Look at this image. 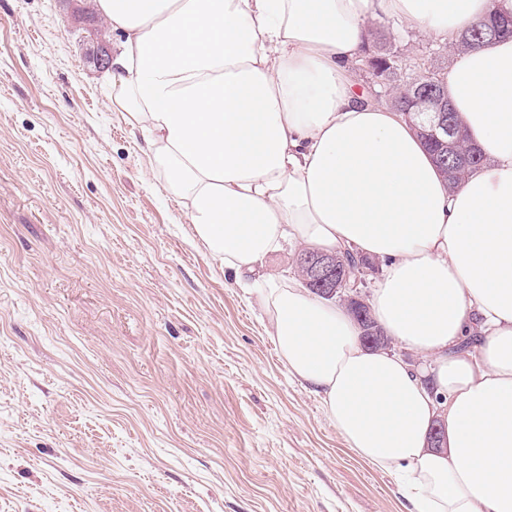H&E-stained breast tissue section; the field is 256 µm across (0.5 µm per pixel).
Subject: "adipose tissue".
Segmentation results:
<instances>
[{
    "label": "adipose tissue",
    "instance_id": "adipose-tissue-1",
    "mask_svg": "<svg viewBox=\"0 0 512 512\" xmlns=\"http://www.w3.org/2000/svg\"><path fill=\"white\" fill-rule=\"evenodd\" d=\"M112 103L197 239L264 308L289 372L407 512H512V38L442 77L488 162L449 188L413 125L355 87L387 16L444 44L512 0H98ZM373 257L370 309L429 359L365 349L348 310L257 267L288 244ZM480 334L477 351L462 341ZM443 420L440 447L429 432Z\"/></svg>",
    "mask_w": 512,
    "mask_h": 512
}]
</instances>
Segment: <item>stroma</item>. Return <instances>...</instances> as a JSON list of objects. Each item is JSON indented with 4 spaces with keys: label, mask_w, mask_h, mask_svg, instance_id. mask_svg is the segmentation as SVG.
<instances>
[{
    "label": "stroma",
    "mask_w": 512,
    "mask_h": 512,
    "mask_svg": "<svg viewBox=\"0 0 512 512\" xmlns=\"http://www.w3.org/2000/svg\"><path fill=\"white\" fill-rule=\"evenodd\" d=\"M99 30L118 53L95 0H0V512H405L151 175Z\"/></svg>",
    "instance_id": "obj_1"
}]
</instances>
